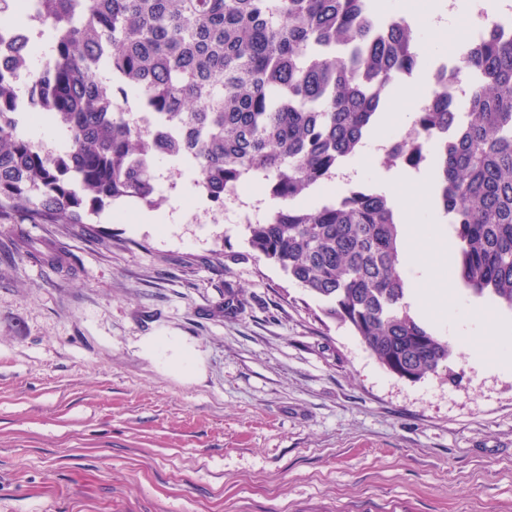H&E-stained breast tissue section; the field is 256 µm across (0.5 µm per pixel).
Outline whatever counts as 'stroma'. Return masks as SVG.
Returning <instances> with one entry per match:
<instances>
[{
	"label": "stroma",
	"instance_id": "35a3bbf8",
	"mask_svg": "<svg viewBox=\"0 0 512 512\" xmlns=\"http://www.w3.org/2000/svg\"><path fill=\"white\" fill-rule=\"evenodd\" d=\"M158 175L154 224H0V512H512V371L389 373L230 222L265 180Z\"/></svg>",
	"mask_w": 512,
	"mask_h": 512
}]
</instances>
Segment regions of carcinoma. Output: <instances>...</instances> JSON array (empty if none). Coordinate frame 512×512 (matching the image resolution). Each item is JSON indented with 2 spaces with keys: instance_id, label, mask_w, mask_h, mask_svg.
Returning <instances> with one entry per match:
<instances>
[{
  "instance_id": "1",
  "label": "carcinoma",
  "mask_w": 512,
  "mask_h": 512,
  "mask_svg": "<svg viewBox=\"0 0 512 512\" xmlns=\"http://www.w3.org/2000/svg\"><path fill=\"white\" fill-rule=\"evenodd\" d=\"M375 0H0L31 28L18 49L30 98L0 75V224H84L118 200L155 208L157 163L196 174L211 206L254 174L288 206L247 225L258 255L326 302L388 372L437 374L448 340L403 305L392 200L361 186L319 207L293 201L360 151L394 76L422 65L411 25ZM51 56L32 65L44 35ZM472 80L448 105V71ZM66 134L58 153L17 132L21 118ZM435 152L439 201L459 243L455 276L512 311V35L487 27L442 63L438 95L413 114L380 165Z\"/></svg>"
}]
</instances>
